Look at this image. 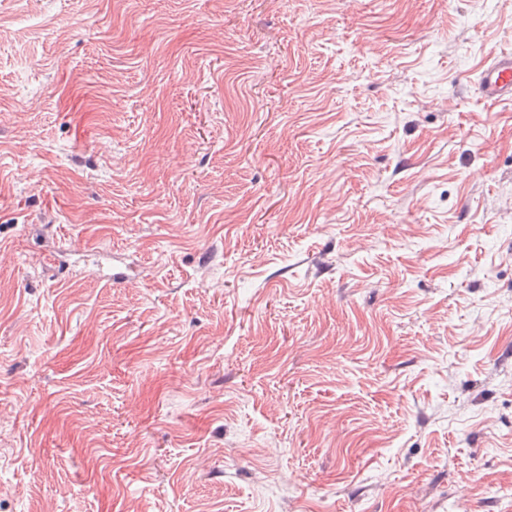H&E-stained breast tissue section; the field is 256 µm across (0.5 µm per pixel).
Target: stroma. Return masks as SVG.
Masks as SVG:
<instances>
[{
	"instance_id": "1",
	"label": "stroma",
	"mask_w": 512,
	"mask_h": 512,
	"mask_svg": "<svg viewBox=\"0 0 512 512\" xmlns=\"http://www.w3.org/2000/svg\"><path fill=\"white\" fill-rule=\"evenodd\" d=\"M0 25V512H512V0ZM479 88L489 101L512 98V53L496 57L479 74Z\"/></svg>"
}]
</instances>
